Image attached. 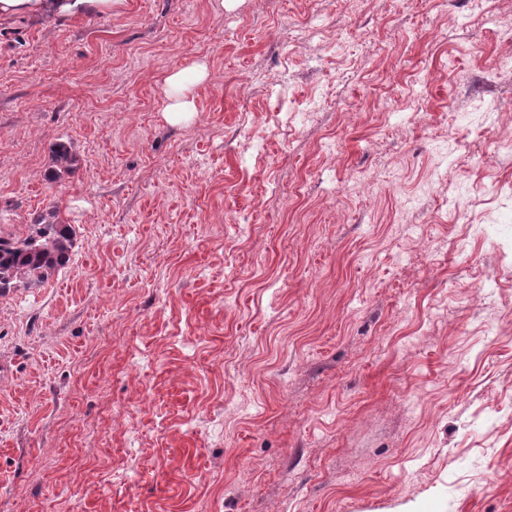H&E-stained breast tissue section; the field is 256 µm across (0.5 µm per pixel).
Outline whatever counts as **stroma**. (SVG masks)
<instances>
[{"label": "stroma", "instance_id": "1", "mask_svg": "<svg viewBox=\"0 0 512 512\" xmlns=\"http://www.w3.org/2000/svg\"><path fill=\"white\" fill-rule=\"evenodd\" d=\"M484 7L0 21V232L55 202L78 237L0 297V512H512V0ZM206 76L205 68L198 66L193 79H189L183 71H175L165 77V92L170 101L165 107L168 122L181 124L191 119L194 114V104L190 99L191 86L201 82ZM79 157L66 143L58 142L51 148V163L42 174L48 184L61 182L78 169Z\"/></svg>", "mask_w": 512, "mask_h": 512}]
</instances>
